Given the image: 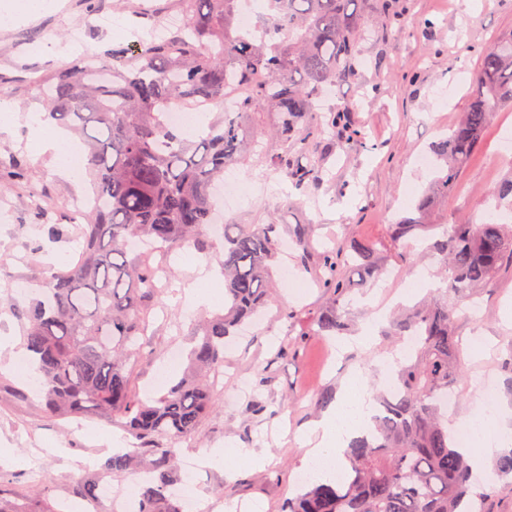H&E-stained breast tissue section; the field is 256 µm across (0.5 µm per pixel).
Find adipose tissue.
<instances>
[{"label": "adipose tissue", "mask_w": 512, "mask_h": 512, "mask_svg": "<svg viewBox=\"0 0 512 512\" xmlns=\"http://www.w3.org/2000/svg\"><path fill=\"white\" fill-rule=\"evenodd\" d=\"M0 115L9 123L25 120L42 149L54 151L61 175L74 180L80 177L86 160L77 147L66 142L61 130H46L38 113L19 115L15 105L7 100H0ZM345 389L335 411L315 422L305 435L308 463L342 459L350 438L369 426L375 403L362 370L349 373ZM464 424L469 430L464 452L475 462H482L496 449L512 446V432L497 431L491 417L472 416L466 418Z\"/></svg>", "instance_id": "obj_1"}]
</instances>
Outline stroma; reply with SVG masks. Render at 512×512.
I'll use <instances>...</instances> for the list:
<instances>
[{"label":"stroma","instance_id":"1","mask_svg":"<svg viewBox=\"0 0 512 512\" xmlns=\"http://www.w3.org/2000/svg\"><path fill=\"white\" fill-rule=\"evenodd\" d=\"M60 6L8 30H0V99L26 113L40 104L25 85L70 61V31L83 30L82 54L99 53L125 40L133 14L182 15L181 0H59ZM406 18L404 30L376 28L360 44V72L334 97L338 104H356L354 124L365 134L356 146L330 131L310 154L319 180L301 195L282 176L253 161L237 165L247 186L244 200L227 210L228 224H264L276 218L281 233L296 224L313 227L306 256L295 249L280 251L274 299L257 324L234 337L236 346L224 360V391L215 407L184 445L181 461L195 460L215 449L236 444L261 452L266 462L241 467L235 462L199 469L196 491L215 512L254 502L258 512H282L298 490V474L307 452L301 436L321 419L324 394L340 399L348 370L360 368L372 392L383 388L375 358L391 354L397 339L389 324L379 326L371 348L357 342L372 307L395 309L410 304L404 291L424 273L420 256L425 244L388 247L387 224L421 192L426 171L417 158L440 130L452 126L469 103L471 75L480 52L494 37L512 29V0H396ZM512 132V107L498 112L482 145L466 167L453 207L440 210V220L459 214L481 220L480 207L489 191L512 170V158L500 154L504 132ZM25 124L0 129V337L20 341L21 311L12 309V278L40 286L48 268L76 258L80 241L68 198L89 197L84 179L69 180L57 169L53 153L29 142ZM41 198L54 210L62 236H52L31 205ZM374 246L386 270L379 283L356 288L346 306L348 331L326 338L315 335V318L330 304L319 288L325 250L345 249L350 242ZM221 244L176 250L169 258V280L162 288L155 316L141 340L134 385L142 398H154L175 384L186 368L171 363L172 352L187 353L199 309L184 304L183 290L194 284L199 265L212 273L208 289L224 287ZM481 319L459 317L456 332L464 345L479 342L482 350L467 355L465 368L489 380V391L501 408V424L512 430V268L479 297ZM270 383L257 387L260 376ZM131 445L120 423L96 418L77 423L53 419L35 409L0 403V471L28 481L38 474L36 499L57 500L67 485L66 473L84 474L112 454L103 437Z\"/></svg>","mask_w":512,"mask_h":512}]
</instances>
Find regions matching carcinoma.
Here are the masks:
<instances>
[{
	"mask_svg": "<svg viewBox=\"0 0 512 512\" xmlns=\"http://www.w3.org/2000/svg\"><path fill=\"white\" fill-rule=\"evenodd\" d=\"M264 36L253 39L234 25L238 0H182L187 28L132 50L124 42L89 62L76 58L29 90L46 117L78 134L86 147L85 174L94 185L92 206L80 225L81 254L50 271L39 297L25 311L21 341L37 363V398L0 377V397L60 419L96 417L121 422L133 448L105 464L112 474L140 467L149 475L140 512H180L170 494L178 444L193 436L217 401L212 377L224 367L227 339L271 301L269 278L277 224H226L221 243L224 313L203 321L195 334L190 369L167 393L143 399L130 358L147 322L146 303L159 298L157 269L131 257L132 240L168 249L204 242L213 223L212 184L224 167L250 155L304 192L317 177L299 155L326 128L352 143L365 136L351 122L353 107L324 109L320 97L358 73V44L370 22L403 29L392 0H267ZM226 112L195 138L167 126L174 105L222 106ZM512 106V30L480 54L470 102L460 120L429 147L433 164L422 194L387 225L394 248L422 235L434 239L442 286L393 322V335L418 333L409 358L392 371L395 389L377 396L369 430L351 440L348 467L330 482L307 483L284 512H474L470 465L448 430L437 394L465 380L463 346L455 332L458 310L479 288L512 267V224L502 216L472 224L436 219L450 206L459 180L499 108ZM272 117L281 151L267 154L244 119ZM486 203L512 212V176L499 180ZM312 225L291 231L307 253ZM351 268L380 277L373 247L350 245ZM322 287L332 303L316 320V334L345 329V300L354 280L339 273L336 254L323 256ZM495 472L512 485V448L499 453ZM94 475L68 487L69 509L97 503ZM32 489L0 473V512H61L60 503L31 507Z\"/></svg>",
	"mask_w": 512,
	"mask_h": 512,
	"instance_id": "carcinoma-1",
	"label": "carcinoma"
}]
</instances>
